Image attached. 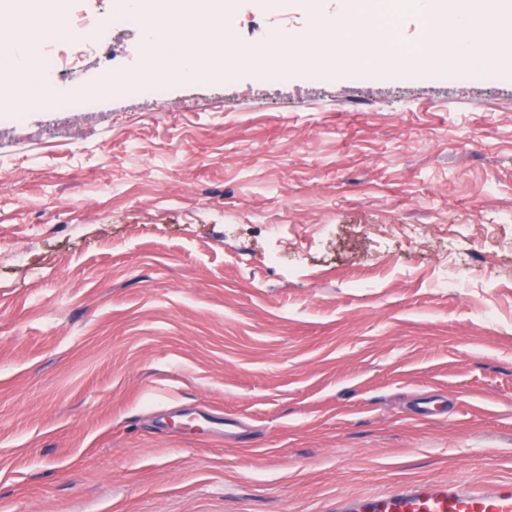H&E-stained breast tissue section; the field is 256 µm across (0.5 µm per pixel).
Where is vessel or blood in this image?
Listing matches in <instances>:
<instances>
[{"mask_svg": "<svg viewBox=\"0 0 512 512\" xmlns=\"http://www.w3.org/2000/svg\"><path fill=\"white\" fill-rule=\"evenodd\" d=\"M334 512H512V480L489 485L453 480L404 483L337 500Z\"/></svg>", "mask_w": 512, "mask_h": 512, "instance_id": "b4317fda", "label": "vessel or blood"}]
</instances>
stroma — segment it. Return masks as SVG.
<instances>
[{
	"instance_id": "1",
	"label": "stroma",
	"mask_w": 512,
	"mask_h": 512,
	"mask_svg": "<svg viewBox=\"0 0 512 512\" xmlns=\"http://www.w3.org/2000/svg\"><path fill=\"white\" fill-rule=\"evenodd\" d=\"M335 12L224 0V30L319 43ZM149 58L130 20L56 93ZM354 76L234 64L81 121L0 112V512L512 479V65Z\"/></svg>"
}]
</instances>
